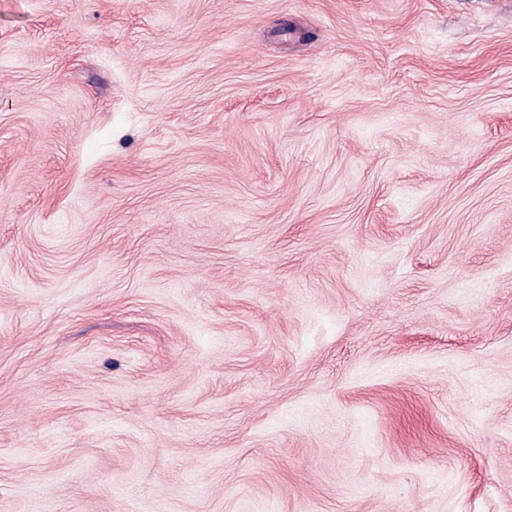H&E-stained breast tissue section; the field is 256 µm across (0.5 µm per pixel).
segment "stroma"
<instances>
[{"label":"stroma","instance_id":"1","mask_svg":"<svg viewBox=\"0 0 512 512\" xmlns=\"http://www.w3.org/2000/svg\"><path fill=\"white\" fill-rule=\"evenodd\" d=\"M0 512H512V0H0Z\"/></svg>","mask_w":512,"mask_h":512}]
</instances>
